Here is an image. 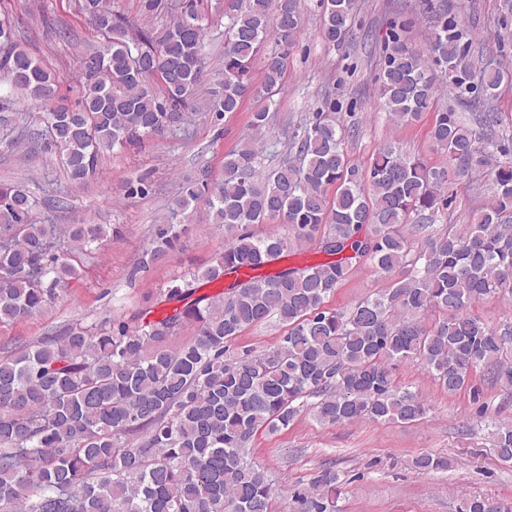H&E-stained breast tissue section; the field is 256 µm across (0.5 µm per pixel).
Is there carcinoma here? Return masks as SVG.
Returning <instances> with one entry per match:
<instances>
[{
	"label": "carcinoma",
	"mask_w": 512,
	"mask_h": 512,
	"mask_svg": "<svg viewBox=\"0 0 512 512\" xmlns=\"http://www.w3.org/2000/svg\"><path fill=\"white\" fill-rule=\"evenodd\" d=\"M224 71L213 91L221 118L248 98L265 105L250 128L264 132L286 53L301 28V0H223ZM321 36L338 46L351 31L352 0H319ZM81 14L105 38L96 64L81 63L80 99L57 103L60 77L0 20V71L10 90L44 110L49 139L69 178L97 174L104 153L186 123L184 109L205 69V17L188 4L159 32L120 19L110 0H79ZM427 56L397 33L384 45L380 106L393 124L419 119L437 92L429 65L453 89L473 86L463 22L431 18ZM262 60V80L253 67ZM505 72L486 66L482 93L497 95ZM498 116L434 115L429 136L445 156L431 166L393 144L366 164L349 161L344 128L332 112H310L289 135L287 152L269 170L250 136L224 155L222 179L208 169L185 181L173 213L205 202L224 251L188 271L167 300L181 302L197 284L242 269L255 275L176 306L143 324L74 323L60 336L0 356V512H271L277 482L249 455L255 435L288 428L307 400L316 419L339 425L368 419L415 423L424 400L393 377L391 364L418 359L448 392L482 370L512 388V325L490 327L468 309L485 297H512V143L495 136ZM489 177L492 201L477 222L450 224L412 252L402 226L433 221L448 209L451 177ZM38 198L23 184L0 186V324L49 312L76 275L71 246L90 253L108 234L102 224H45ZM286 224L256 233L252 226ZM182 224H158L143 250L144 271L173 251ZM320 241L331 260L256 270ZM365 259L382 275L408 274L347 309L325 303ZM442 317L429 323L425 316ZM277 319L286 332L272 348L238 350L247 327ZM185 326L192 338L168 339ZM497 457L512 462V424L494 426ZM416 471L448 469V458L423 454ZM339 474L327 469L295 493V512H340Z\"/></svg>",
	"instance_id": "cac0c4a2"
}]
</instances>
